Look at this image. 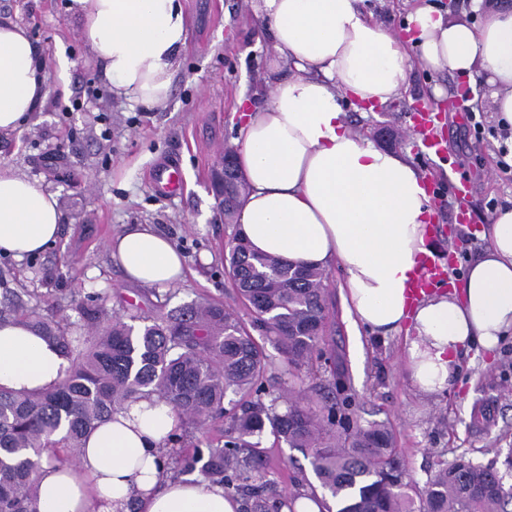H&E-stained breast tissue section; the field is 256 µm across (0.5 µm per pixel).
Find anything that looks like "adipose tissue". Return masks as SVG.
I'll return each mask as SVG.
<instances>
[{"instance_id":"adipose-tissue-1","label":"adipose tissue","mask_w":512,"mask_h":512,"mask_svg":"<svg viewBox=\"0 0 512 512\" xmlns=\"http://www.w3.org/2000/svg\"><path fill=\"white\" fill-rule=\"evenodd\" d=\"M364 0H256L271 34L266 104L239 102L237 163L247 192L238 214L250 249L320 270L341 266L354 326L404 333L413 387L433 396L455 385L461 353L495 352L512 335V206L485 224L486 246L461 288L412 300L408 287L431 255L427 180L401 153L352 131L341 97L385 104L414 67L483 79L498 125L512 129V0H472L480 24L417 0L402 41L367 16ZM79 34L120 100L165 106L188 28L181 0H72ZM27 28L0 18V132L38 111L51 76ZM65 220L54 193L0 169V254L21 260L54 245ZM125 279L166 289L185 277L176 245L145 224L107 244ZM71 360L23 321L0 322V388L39 392L61 382ZM178 416L158 395L117 408L75 461L43 460L39 512H240L221 482L176 472L168 438Z\"/></svg>"}]
</instances>
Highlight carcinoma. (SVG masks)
<instances>
[{
    "mask_svg": "<svg viewBox=\"0 0 512 512\" xmlns=\"http://www.w3.org/2000/svg\"><path fill=\"white\" fill-rule=\"evenodd\" d=\"M251 327L217 305L175 308L135 328L102 309L86 312L91 336H67L31 311L26 322L53 340L73 366L57 387L43 392L0 389V512H39L36 476L43 453L69 463L86 436L107 421L115 406L145 393L164 398L184 424L201 427L229 419L221 446L196 447L174 458L184 472L224 483L245 497V512H295L296 497L274 494L259 481L267 458L259 438L269 432L308 454L332 505L325 512H509L512 489L490 467L464 459L439 470L423 489L402 472L389 433L353 418L352 397L290 390L270 400L267 355L251 330L265 333L296 376L317 359L326 331L325 273L229 245L226 255ZM229 393L244 400L224 408Z\"/></svg>",
    "mask_w": 512,
    "mask_h": 512,
    "instance_id": "obj_1",
    "label": "carcinoma"
}]
</instances>
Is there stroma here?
Wrapping results in <instances>:
<instances>
[{
	"label": "stroma",
	"instance_id": "35a3bbf8",
	"mask_svg": "<svg viewBox=\"0 0 512 512\" xmlns=\"http://www.w3.org/2000/svg\"><path fill=\"white\" fill-rule=\"evenodd\" d=\"M70 0H0V17L25 24L49 67L58 56L71 66L66 79L51 78L41 108L21 129L0 133V167L23 174L56 194L65 221L55 246L21 261L0 256V300L72 330L84 327L85 297L123 319L155 316L191 303H212L249 322L247 307L225 273L228 243L238 230L217 211L211 171L222 150L237 148L238 101L264 102L266 62L273 43L252 0H183L190 21L163 110L113 99L79 36ZM408 93L362 111L342 106L354 131L375 145L402 153L424 171L432 210L431 240L443 285H462L484 243L476 235L492 206L512 204V171L504 168L502 130L489 107L465 119L462 99L488 95L484 83L414 68ZM441 85L442 97L432 88ZM432 115L441 156L426 154L413 130V114ZM175 161L184 190L162 193L152 181L161 163ZM472 192L460 203L457 189ZM129 224H148L171 238L187 261L184 282L166 291L125 280L107 243ZM344 278L332 267L325 280L328 362L302 371L305 389L342 381L362 423L387 428L403 462L405 480L424 487L441 467L463 458L497 470L512 486V339L494 355L477 349L462 357L455 388L438 398L418 393L402 366L404 337L354 340L339 293ZM268 478L278 493L295 491L297 476L312 478L301 451L263 434Z\"/></svg>",
	"mask_w": 512,
	"mask_h": 512
}]
</instances>
